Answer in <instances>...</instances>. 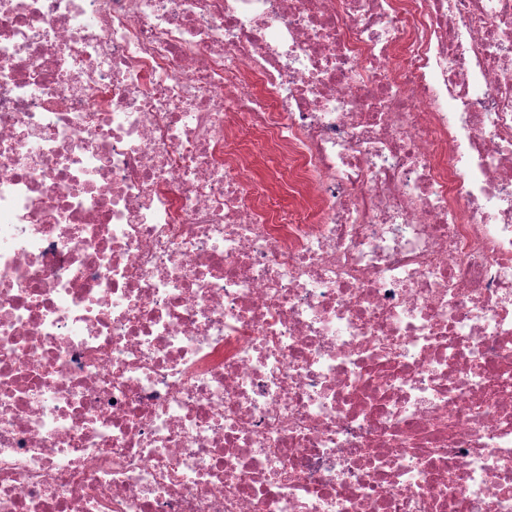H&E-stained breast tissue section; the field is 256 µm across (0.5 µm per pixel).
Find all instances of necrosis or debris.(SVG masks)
Wrapping results in <instances>:
<instances>
[{"label": "necrosis or debris", "mask_w": 512, "mask_h": 512, "mask_svg": "<svg viewBox=\"0 0 512 512\" xmlns=\"http://www.w3.org/2000/svg\"><path fill=\"white\" fill-rule=\"evenodd\" d=\"M0 512H512V0H0Z\"/></svg>", "instance_id": "1"}]
</instances>
